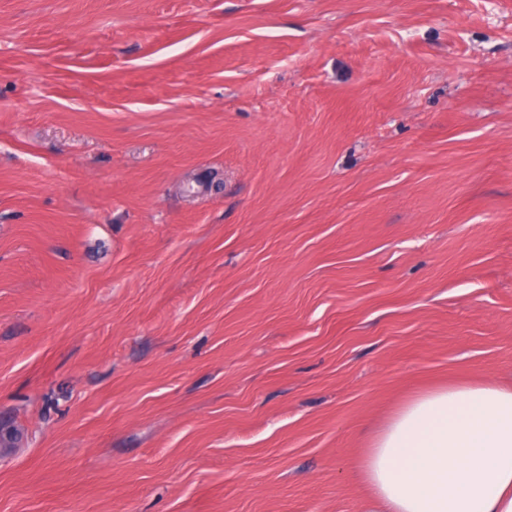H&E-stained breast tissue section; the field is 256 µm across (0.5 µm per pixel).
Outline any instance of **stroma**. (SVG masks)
<instances>
[{"mask_svg": "<svg viewBox=\"0 0 512 512\" xmlns=\"http://www.w3.org/2000/svg\"><path fill=\"white\" fill-rule=\"evenodd\" d=\"M451 379L512 384V0H0V512H368Z\"/></svg>", "mask_w": 512, "mask_h": 512, "instance_id": "stroma-1", "label": "stroma"}]
</instances>
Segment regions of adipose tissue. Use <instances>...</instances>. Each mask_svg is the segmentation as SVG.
Instances as JSON below:
<instances>
[{
    "instance_id": "ef3b65f1",
    "label": "adipose tissue",
    "mask_w": 512,
    "mask_h": 512,
    "mask_svg": "<svg viewBox=\"0 0 512 512\" xmlns=\"http://www.w3.org/2000/svg\"><path fill=\"white\" fill-rule=\"evenodd\" d=\"M359 469L374 512H512V386L448 383L414 395Z\"/></svg>"
}]
</instances>
